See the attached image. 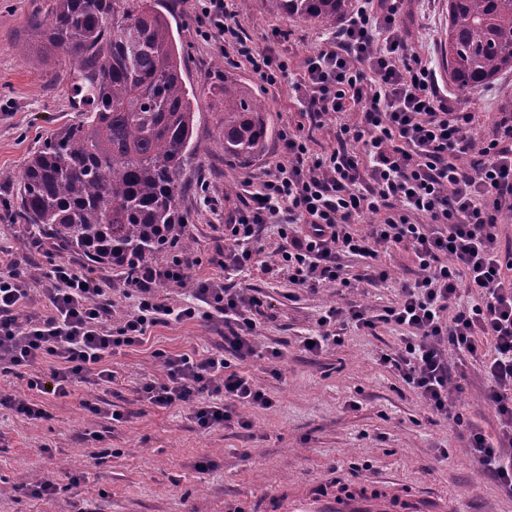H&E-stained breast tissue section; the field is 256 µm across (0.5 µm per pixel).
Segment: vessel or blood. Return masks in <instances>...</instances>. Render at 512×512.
Wrapping results in <instances>:
<instances>
[{
	"instance_id": "1",
	"label": "vessel or blood",
	"mask_w": 512,
	"mask_h": 512,
	"mask_svg": "<svg viewBox=\"0 0 512 512\" xmlns=\"http://www.w3.org/2000/svg\"><path fill=\"white\" fill-rule=\"evenodd\" d=\"M440 498L399 495L394 487L312 489L289 498L288 512H448Z\"/></svg>"
}]
</instances>
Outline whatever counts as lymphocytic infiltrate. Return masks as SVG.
<instances>
[{
    "label": "lymphocytic infiltrate",
    "instance_id": "1",
    "mask_svg": "<svg viewBox=\"0 0 512 512\" xmlns=\"http://www.w3.org/2000/svg\"><path fill=\"white\" fill-rule=\"evenodd\" d=\"M407 0H351L347 16L325 45L300 63L289 81L303 116L314 127L336 118L335 147L311 154L303 126L281 132L278 161L260 189L247 192L224 224V244L210 265L231 276L249 270L266 224L282 240L277 273L298 287L348 288L341 258L370 259L371 282L390 279L386 254L409 252L412 278L398 301L374 314L349 302L329 307L309 352L342 341L347 325L392 323L409 335L383 361L417 393L432 416L465 437L475 470L493 476L512 496V242L501 226L512 215V111L479 131L478 113L440 87L429 63L404 32ZM199 22L224 56L245 58L271 87L288 79V64L271 48L249 45L230 0H201ZM369 220L364 235L353 224ZM199 257L179 254L140 267L126 279L134 314L112 318V297L92 271L54 261L33 297L18 259L0 257V373L26 377L29 396L8 399L33 422L48 419L47 397H66L76 380L112 382L113 355L143 342L154 326L196 318L224 327L223 342L205 358L161 354L163 376L137 390L151 405L187 408L199 429L249 427L244 407L271 408L272 398L240 371L259 354L257 315L264 302L224 281L192 283L194 301L173 306L157 288L186 281ZM469 300H462V293ZM479 362L488 378L484 398L499 423L489 438L453 396L447 350Z\"/></svg>",
    "mask_w": 512,
    "mask_h": 512
}]
</instances>
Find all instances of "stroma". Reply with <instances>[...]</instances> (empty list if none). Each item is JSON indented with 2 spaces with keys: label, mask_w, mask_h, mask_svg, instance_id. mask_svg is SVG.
I'll list each match as a JSON object with an SVG mask.
<instances>
[{
  "label": "stroma",
  "mask_w": 512,
  "mask_h": 512,
  "mask_svg": "<svg viewBox=\"0 0 512 512\" xmlns=\"http://www.w3.org/2000/svg\"><path fill=\"white\" fill-rule=\"evenodd\" d=\"M176 39L186 49L185 80L205 94L199 104L194 155L183 170L188 190L180 204L189 216L194 252L205 263L189 272L190 280L220 277L207 259L224 237V219L238 206L244 186L258 187L263 171L279 157L284 126L302 120L287 86L261 84L245 59L230 63L213 42L197 33V0H162ZM45 0H0V250L31 257V287L49 268L51 254L32 255L21 225L10 218L17 176L49 131L76 118L65 71L42 61L37 38L27 21L44 12ZM240 20L245 37L271 45L288 60L291 75L299 63L330 35L314 23L277 14L269 0H249ZM448 0H409L404 30L436 71L442 65ZM286 40L269 43L272 29ZM27 53H20L21 43ZM232 76L245 83L266 107L272 134L264 154L248 164L225 161L218 133L222 102L209 88ZM467 106L490 123L496 112L512 109V77L505 76L467 99ZM276 225H268L259 242L254 268L237 277V287L251 290L270 304L269 316L257 319L261 347L283 353L276 361L257 358L242 367L272 398L271 409H245L250 428L204 432L187 410L159 409L140 400L141 382L162 374L159 351L199 357L212 352L221 329L197 319L153 327L142 345L112 357V385L76 383L69 397L48 401L50 419L35 423L0 405V512H82L88 504L101 512H286L291 488L390 482L405 495L427 493L461 499L465 512H512V498L495 479L476 472L463 440L441 419L431 418L415 392L381 358L396 353L404 328L378 324L375 329L346 327L342 344L312 354L303 341L319 329L331 306L355 301L374 310L392 305L413 263L402 249L387 255L392 278L361 284L338 294L325 288L312 294L272 275L278 260ZM453 380L462 381L460 397L469 418L486 435H495L493 408L483 399L488 383L480 365L449 352ZM100 398L124 412L112 422L89 413L84 401ZM98 432L113 454L93 462L89 450ZM34 471L55 479L60 489L45 502L15 492L18 474ZM85 479L70 485L69 474Z\"/></svg>",
  "instance_id": "1"
}]
</instances>
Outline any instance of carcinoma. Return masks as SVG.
<instances>
[{
    "label": "carcinoma",
    "mask_w": 512,
    "mask_h": 512,
    "mask_svg": "<svg viewBox=\"0 0 512 512\" xmlns=\"http://www.w3.org/2000/svg\"><path fill=\"white\" fill-rule=\"evenodd\" d=\"M276 12L336 28L350 0H272ZM29 31L68 65L76 119L45 137L18 176L13 220L60 257L129 276L189 251L181 174L193 156L198 103L156 0H49ZM443 68L464 95L512 75V0H448ZM219 131L224 158L248 163L266 146L265 108L232 80Z\"/></svg>",
    "instance_id": "cac0c4a2"
}]
</instances>
